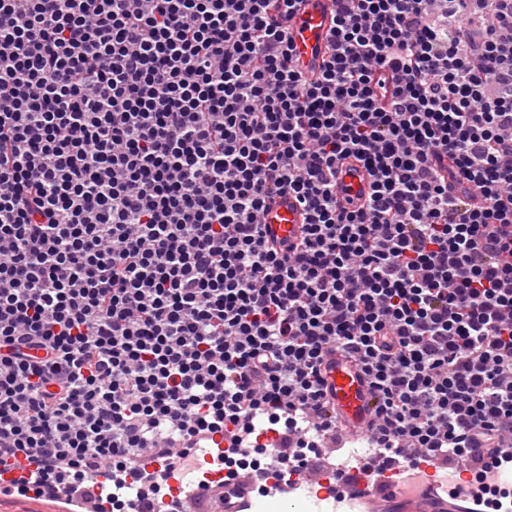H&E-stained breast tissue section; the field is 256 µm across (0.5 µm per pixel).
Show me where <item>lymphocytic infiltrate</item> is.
Listing matches in <instances>:
<instances>
[{
    "instance_id": "f902f5d3",
    "label": "lymphocytic infiltrate",
    "mask_w": 512,
    "mask_h": 512,
    "mask_svg": "<svg viewBox=\"0 0 512 512\" xmlns=\"http://www.w3.org/2000/svg\"><path fill=\"white\" fill-rule=\"evenodd\" d=\"M0 0V474L151 512L191 445L287 483L335 432L326 354L409 467L512 462V0ZM368 171L341 206L336 168ZM294 195L300 239L266 203ZM161 466L148 470L149 461ZM335 10L334 0H303L292 19L282 20L293 37L294 52L309 82L317 80L327 59L328 32ZM303 222L302 209L291 194L274 197L264 213L267 235L277 243L291 242L299 234Z\"/></svg>"
}]
</instances>
